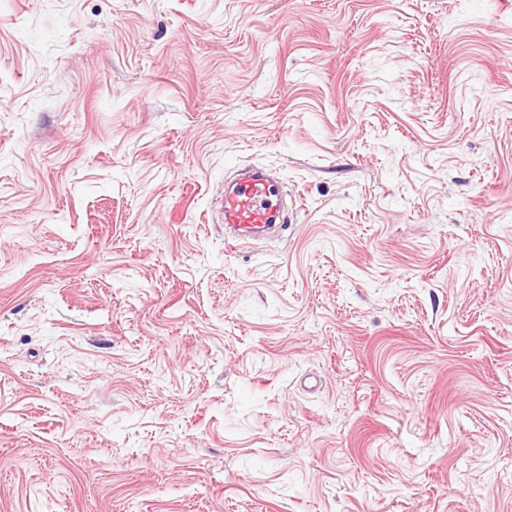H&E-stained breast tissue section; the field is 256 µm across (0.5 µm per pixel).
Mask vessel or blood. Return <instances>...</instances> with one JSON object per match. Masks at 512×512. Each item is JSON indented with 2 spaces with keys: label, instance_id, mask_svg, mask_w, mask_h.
<instances>
[{
  "label": "vessel or blood",
  "instance_id": "b4317fda",
  "mask_svg": "<svg viewBox=\"0 0 512 512\" xmlns=\"http://www.w3.org/2000/svg\"><path fill=\"white\" fill-rule=\"evenodd\" d=\"M285 197L282 184L260 170L246 172L225 187L220 211L225 224L233 228L224 241L226 249L244 248L267 228L285 222Z\"/></svg>",
  "mask_w": 512,
  "mask_h": 512
}]
</instances>
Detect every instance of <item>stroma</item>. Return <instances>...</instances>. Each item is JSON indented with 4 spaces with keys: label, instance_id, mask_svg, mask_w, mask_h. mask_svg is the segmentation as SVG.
<instances>
[{
    "label": "stroma",
    "instance_id": "35a3bbf8",
    "mask_svg": "<svg viewBox=\"0 0 512 512\" xmlns=\"http://www.w3.org/2000/svg\"><path fill=\"white\" fill-rule=\"evenodd\" d=\"M0 512H512V0H0ZM283 185L265 172L244 173L224 188L220 211L224 224L232 226L230 238L224 239L226 250L235 252L275 224L286 222V197Z\"/></svg>",
    "mask_w": 512,
    "mask_h": 512
}]
</instances>
